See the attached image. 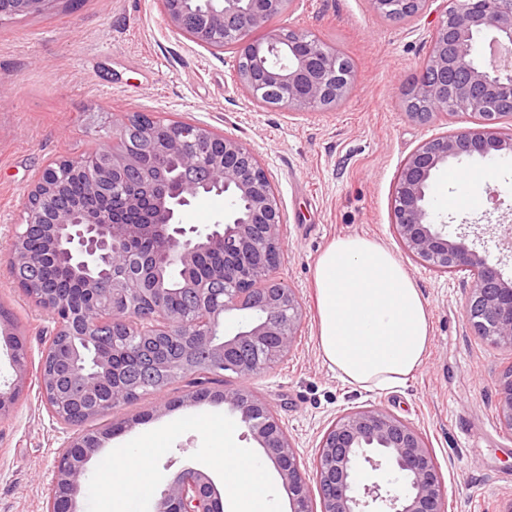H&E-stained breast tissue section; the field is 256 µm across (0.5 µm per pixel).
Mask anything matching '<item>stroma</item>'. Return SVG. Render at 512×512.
Here are the masks:
<instances>
[{"mask_svg": "<svg viewBox=\"0 0 512 512\" xmlns=\"http://www.w3.org/2000/svg\"><path fill=\"white\" fill-rule=\"evenodd\" d=\"M318 37L353 63L350 93L315 112L266 108L248 99L235 78L236 55L215 52L167 26L156 0H61L49 12L0 20V242L21 223L34 176L61 159H77L102 143L127 115L195 122L239 139L268 172L288 216L285 257L277 275L296 288L303 320L290 354L249 385L277 414L303 469H312L325 430L343 411L378 406L422 433L437 461L447 512H512V429L497 414L496 378L512 366V350L474 335L465 315L469 272L438 274L413 262L392 229L395 178L424 140L470 126L460 113L412 121L403 92L428 54L434 16L380 17L370 0H294L273 19ZM471 174V201L449 209L458 187L449 170ZM501 202L491 220L488 192ZM434 210L465 219L466 244L502 259L512 280V251L498 243L512 226V159L450 161L432 178ZM449 226V234L457 228ZM375 239L402 263L428 304L431 341L422 367L389 391L343 383L319 349L314 266L337 237ZM0 303L16 320L31 364H38L53 323L16 288L0 249ZM236 377L208 384L210 393L183 405L187 383L168 386L96 417L101 428L122 420L103 452L148 427L183 416L223 412L216 398ZM171 404L158 413L157 399ZM67 434L49 415L36 378L12 415L0 420V512H46L52 469Z\"/></svg>", "mask_w": 512, "mask_h": 512, "instance_id": "stroma-1", "label": "stroma"}]
</instances>
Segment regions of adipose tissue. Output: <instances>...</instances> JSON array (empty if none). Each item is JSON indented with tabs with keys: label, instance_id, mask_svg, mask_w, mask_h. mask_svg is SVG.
Returning <instances> with one entry per match:
<instances>
[{
	"label": "adipose tissue",
	"instance_id": "ef3b65f1",
	"mask_svg": "<svg viewBox=\"0 0 512 512\" xmlns=\"http://www.w3.org/2000/svg\"><path fill=\"white\" fill-rule=\"evenodd\" d=\"M315 302L322 357L344 383L383 391L421 367L430 342L428 305L377 241L334 240L316 262Z\"/></svg>",
	"mask_w": 512,
	"mask_h": 512
}]
</instances>
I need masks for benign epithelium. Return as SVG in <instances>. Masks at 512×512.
Segmentation results:
<instances>
[{
	"mask_svg": "<svg viewBox=\"0 0 512 512\" xmlns=\"http://www.w3.org/2000/svg\"><path fill=\"white\" fill-rule=\"evenodd\" d=\"M60 0H11L15 10L46 12ZM160 0L163 20L174 30L216 51L213 33L221 28L238 59L237 79L256 103L276 92L275 106L318 111L351 90L353 75L332 47L299 30L272 28L269 21L290 9L293 0ZM434 0H371L377 14L397 20L427 11ZM429 56L408 88L418 109L408 115L466 112L474 126L423 141L401 164L393 195V231L407 255L440 274L469 270L464 314L488 345L512 349V280L503 279L489 252L469 248L465 233L448 235V224L428 199L433 174L451 159L477 155L489 161L512 156V0H442ZM495 33L491 51L497 62L478 59V36ZM162 120L135 113L112 137L120 147L103 155L85 175L91 189L106 195L118 186L144 191L152 209L142 224H124L108 211L82 219L59 203L62 172L83 159L48 165L27 194L25 222L9 236V269L37 264L25 248L42 230L54 252L85 269L84 291L103 308H112V344L95 339V317L75 314L57 290L33 278L19 288L54 323L50 343L62 350L42 353L40 390L53 418L75 428L103 411L131 402L143 386L170 385L193 371L222 368L240 383L224 388V405L263 448L277 469L292 512H314L309 480L297 452L271 406L247 382L291 351L303 318L295 289L275 276L284 255L286 216L257 155L238 139L201 124H186L178 137L156 132ZM135 128L146 149L132 150L125 131ZM219 141L221 150L208 146ZM223 195L232 210L224 223L205 232L180 222V211L200 195ZM224 252V268L210 281L188 271L203 251ZM180 274L186 305L168 307L170 276ZM244 321L224 333V318ZM13 350L15 380L0 389V418L13 412L23 395L29 355L18 335L6 333ZM93 345L96 372H78L77 344ZM112 378V398L96 396L95 378ZM500 419L512 428V367L498 379ZM101 442L85 443L75 433L55 461L47 512L63 497L77 512L88 461ZM80 449L74 454V449ZM374 471L386 466L396 487L382 489L357 477L359 462ZM321 512H447L439 467L422 434L401 418L374 406L351 409L326 429L314 460ZM153 512H223L222 494L207 473L182 470L156 501Z\"/></svg>",
	"mask_w": 512,
	"mask_h": 512,
	"instance_id": "7a95c632",
	"label": "benign epithelium"
}]
</instances>
